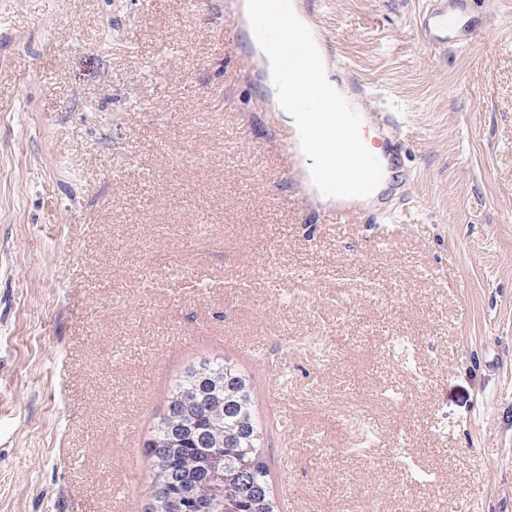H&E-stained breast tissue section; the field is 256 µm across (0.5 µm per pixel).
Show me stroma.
I'll return each instance as SVG.
<instances>
[{
  "label": "stroma",
  "mask_w": 512,
  "mask_h": 512,
  "mask_svg": "<svg viewBox=\"0 0 512 512\" xmlns=\"http://www.w3.org/2000/svg\"><path fill=\"white\" fill-rule=\"evenodd\" d=\"M304 0L401 116L372 217L277 174L231 0H0V512H146L172 381L239 364L283 512H512V21ZM477 4V0H427L418 19L427 42L438 48H448V43H472L480 32L474 7Z\"/></svg>",
  "instance_id": "35a3bbf8"
}]
</instances>
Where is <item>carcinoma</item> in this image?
Masks as SVG:
<instances>
[{
    "mask_svg": "<svg viewBox=\"0 0 512 512\" xmlns=\"http://www.w3.org/2000/svg\"><path fill=\"white\" fill-rule=\"evenodd\" d=\"M249 382L236 365L206 360L177 379L143 445L150 464L149 512H280ZM224 463L216 496L215 462Z\"/></svg>",
    "mask_w": 512,
    "mask_h": 512,
    "instance_id": "cac0c4a2",
    "label": "carcinoma"
}]
</instances>
